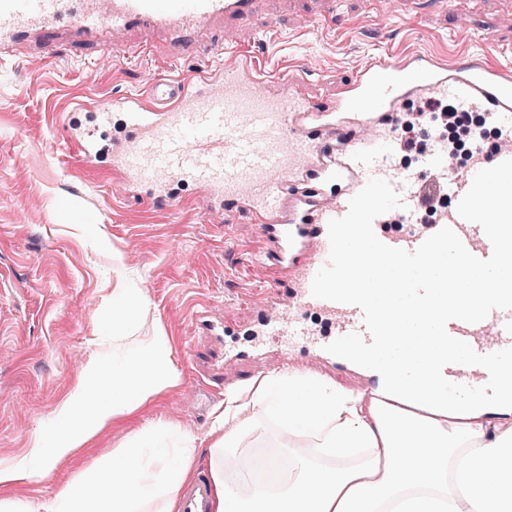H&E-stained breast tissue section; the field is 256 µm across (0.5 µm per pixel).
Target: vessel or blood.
Wrapping results in <instances>:
<instances>
[{"label":"vessel or blood","instance_id":"b4317fda","mask_svg":"<svg viewBox=\"0 0 512 512\" xmlns=\"http://www.w3.org/2000/svg\"><path fill=\"white\" fill-rule=\"evenodd\" d=\"M264 0H0V61L20 47L44 58L57 52L60 38L91 44L129 58L147 44L130 35H163L172 46L190 43L207 67L180 76H161L151 85L152 104L134 94L112 97L97 107L90 124L72 120L66 142L85 163L103 158L97 132L120 113L113 141L112 168L140 199L176 206L178 189L194 185L227 223L246 216L258 224L264 247L255 263L273 282H288L287 313L266 316L265 335L298 343L309 334L302 311L315 309L331 319L321 344L350 333H365L358 306L311 294L316 272L328 262V223L344 217L349 201L370 178L387 179L405 204L404 232L390 233L384 217L373 228L386 245L415 250L439 228L451 227L466 249L485 259L492 246L482 227L462 219L457 204L469 189L475 168L448 170L447 152H425L417 174L398 179L388 163L397 144L398 108L406 101L445 98L458 109L483 112L507 145L483 160L489 168L512 159V79L478 57L442 66L424 54L403 61L377 59L360 66L329 107L310 104L297 81L265 70L250 58L229 67L211 60L222 47L205 38L215 24L235 25ZM446 186L450 204L434 223H418V183ZM448 333L477 353L512 348V309H496L482 321H450ZM446 379L481 386L480 366L447 365ZM212 484L199 476L182 494V512H211Z\"/></svg>","mask_w":512,"mask_h":512}]
</instances>
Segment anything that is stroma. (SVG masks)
<instances>
[{"label": "stroma", "instance_id": "35a3bbf8", "mask_svg": "<svg viewBox=\"0 0 512 512\" xmlns=\"http://www.w3.org/2000/svg\"><path fill=\"white\" fill-rule=\"evenodd\" d=\"M306 12L307 0H293L290 11L260 14L230 32L219 26L211 35L281 73L308 64L304 93L315 105L333 99L372 59L417 48L449 62L477 55L492 63L484 39L512 41V0H487L465 20L440 0H420L408 15L343 0L338 15L314 31L301 21ZM152 44V54L134 63L101 51L90 66L85 50L64 43L52 61L23 48L0 64V459L50 429L92 351L111 356L117 284L141 289L149 306L137 333L162 327L182 374L134 429L166 424L206 447L225 391L291 360L273 350L225 367V348L246 353L253 338L227 341L195 324V312L207 305L216 321L250 325L243 302L269 285L267 272L250 262L263 246L256 224L246 217L225 223L192 187L179 208L145 205L125 192L119 175L88 166L63 140L62 122L76 103L92 110L115 95L144 96L170 67L197 65L190 56L173 61L160 39Z\"/></svg>", "mask_w": 512, "mask_h": 512}]
</instances>
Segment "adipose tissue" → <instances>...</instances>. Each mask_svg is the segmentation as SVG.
<instances>
[{"instance_id":"obj_1","label":"adipose tissue","mask_w":512,"mask_h":512,"mask_svg":"<svg viewBox=\"0 0 512 512\" xmlns=\"http://www.w3.org/2000/svg\"><path fill=\"white\" fill-rule=\"evenodd\" d=\"M147 306L139 289L113 290L111 358L91 353L50 432L0 459V512H180L198 459L184 431H136L111 458L73 466L181 381L172 337L131 333ZM263 415L288 435L277 451L288 466L272 479L254 467L272 441ZM215 424L223 432L205 456L212 512H512V419L434 403L394 381L364 395L322 376L269 374L226 392ZM230 455L240 460L232 469ZM489 463L504 481L490 482ZM58 471L69 477L54 498L32 502L29 486Z\"/></svg>"}]
</instances>
